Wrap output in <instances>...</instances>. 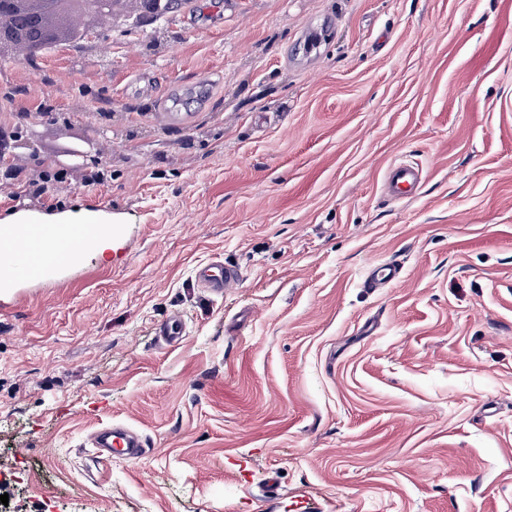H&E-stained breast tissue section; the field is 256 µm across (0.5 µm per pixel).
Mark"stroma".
Wrapping results in <instances>:
<instances>
[{
    "mask_svg": "<svg viewBox=\"0 0 512 512\" xmlns=\"http://www.w3.org/2000/svg\"><path fill=\"white\" fill-rule=\"evenodd\" d=\"M16 124L21 179L112 176L0 225L112 248L0 279L8 512H512V0H179L0 56ZM117 422L145 451L98 461ZM422 172L418 167L406 163H397L388 169L385 185L388 192L403 199L414 195L421 184ZM204 278L217 285L218 288H234L241 278L240 273L232 268L225 267L223 263H215L204 272ZM401 270L398 263L375 268L369 273L364 285L366 288H379L381 285L391 284L399 279Z\"/></svg>",
    "mask_w": 512,
    "mask_h": 512,
    "instance_id": "35a3bbf8",
    "label": "stroma"
}]
</instances>
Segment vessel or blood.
<instances>
[{"label": "vessel or blood", "instance_id": "b4317fda", "mask_svg": "<svg viewBox=\"0 0 512 512\" xmlns=\"http://www.w3.org/2000/svg\"><path fill=\"white\" fill-rule=\"evenodd\" d=\"M422 173L418 167L406 163L390 166L385 185L388 192L403 199L414 195L421 184ZM74 245L73 234L53 226L33 224L19 230L0 231V258L22 261L27 276L39 278L45 271L63 261ZM399 264L389 263L373 269L365 285L377 288L397 281L400 277ZM205 279L218 288H233L240 282L239 272L223 263H215L204 273ZM93 446L99 457L109 460L121 457L127 460L138 458L143 448L139 434L123 424H115L101 430L93 439Z\"/></svg>", "mask_w": 512, "mask_h": 512}]
</instances>
